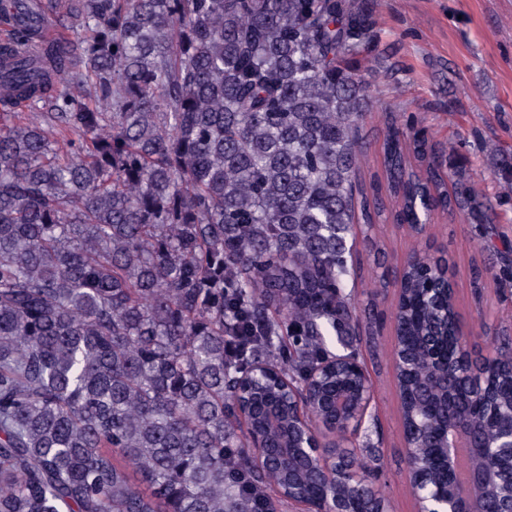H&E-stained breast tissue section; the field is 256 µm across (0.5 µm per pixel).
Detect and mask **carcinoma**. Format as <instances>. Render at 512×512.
Returning a JSON list of instances; mask_svg holds the SVG:
<instances>
[{
	"label": "carcinoma",
	"mask_w": 512,
	"mask_h": 512,
	"mask_svg": "<svg viewBox=\"0 0 512 512\" xmlns=\"http://www.w3.org/2000/svg\"><path fill=\"white\" fill-rule=\"evenodd\" d=\"M368 0H77L72 37L38 20L0 43V512H283L331 489L281 449L319 402L359 384L390 286L358 180ZM384 169L412 231L429 204L489 226L419 119L388 122ZM424 162L413 168L410 158ZM361 233L381 270L355 294ZM413 251L395 333L404 429L453 493L448 403L493 472L483 512L512 508V337L459 362L445 258ZM267 448L258 462L254 438ZM351 512H385L376 455L338 448Z\"/></svg>",
	"instance_id": "1"
}]
</instances>
